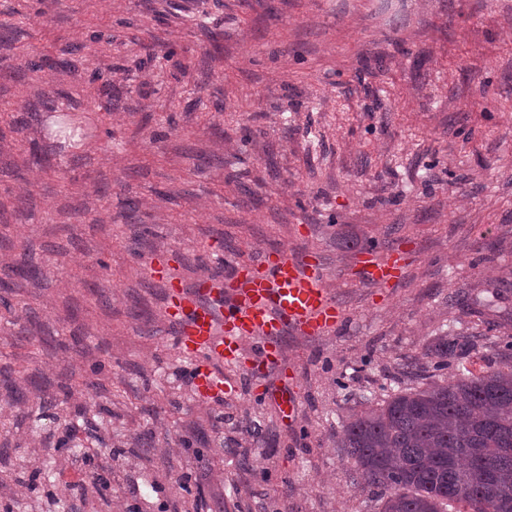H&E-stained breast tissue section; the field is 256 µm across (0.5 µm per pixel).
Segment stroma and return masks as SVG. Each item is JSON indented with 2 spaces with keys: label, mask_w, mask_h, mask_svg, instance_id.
Listing matches in <instances>:
<instances>
[{
  "label": "stroma",
  "mask_w": 512,
  "mask_h": 512,
  "mask_svg": "<svg viewBox=\"0 0 512 512\" xmlns=\"http://www.w3.org/2000/svg\"><path fill=\"white\" fill-rule=\"evenodd\" d=\"M4 22L0 512H379L349 416L512 343V0H0ZM370 248L405 253L391 287ZM265 250L315 255L345 322L201 400L152 268L190 286ZM24 256L37 279L9 277ZM439 336L475 349L437 376ZM402 270V258L396 252L384 258L366 255L361 269L365 280L380 288H386L391 281L398 278Z\"/></svg>",
  "instance_id": "1"
}]
</instances>
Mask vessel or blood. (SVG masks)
Returning <instances> with one entry per match:
<instances>
[{"mask_svg": "<svg viewBox=\"0 0 512 512\" xmlns=\"http://www.w3.org/2000/svg\"><path fill=\"white\" fill-rule=\"evenodd\" d=\"M402 259L366 256L365 280L384 288L398 278ZM166 315L178 326L175 349L192 361V382L204 399L238 393L241 380L256 381L278 362L270 341L291 329L309 336L335 332L344 314L325 286L320 265L281 251L247 260L225 259L217 279H203L186 287L166 278ZM260 342L256 355L243 344ZM240 377L225 379V369Z\"/></svg>", "mask_w": 512, "mask_h": 512, "instance_id": "obj_1", "label": "vessel or blood"}]
</instances>
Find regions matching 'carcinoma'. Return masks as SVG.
Returning a JSON list of instances; mask_svg holds the SVG:
<instances>
[{
  "mask_svg": "<svg viewBox=\"0 0 512 512\" xmlns=\"http://www.w3.org/2000/svg\"><path fill=\"white\" fill-rule=\"evenodd\" d=\"M473 347L438 337L432 369ZM340 444L378 490L382 512H512V361L399 390L352 415Z\"/></svg>",
  "mask_w": 512,
  "mask_h": 512,
  "instance_id": "1",
  "label": "carcinoma"
}]
</instances>
